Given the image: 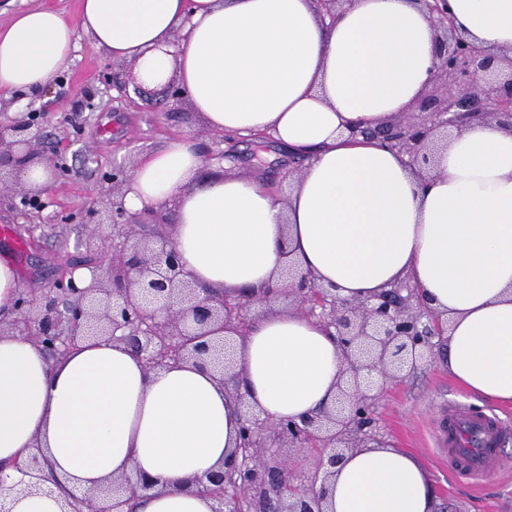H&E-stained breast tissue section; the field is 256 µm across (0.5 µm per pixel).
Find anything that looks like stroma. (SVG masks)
Returning a JSON list of instances; mask_svg holds the SVG:
<instances>
[{
    "mask_svg": "<svg viewBox=\"0 0 512 512\" xmlns=\"http://www.w3.org/2000/svg\"><path fill=\"white\" fill-rule=\"evenodd\" d=\"M75 41L59 83L40 96L18 94L12 99L18 114L40 112L59 164L47 188L49 205L41 213L24 216L0 206V225L14 230L13 235H0V256L8 255L21 287H47L62 258L82 254L84 226L78 217L99 204L108 189L106 174L117 165L133 169L167 140L200 133L203 150L223 152L225 172L259 174L287 189L280 174L299 165L287 151L270 143H228L218 132L204 135L203 121L187 103L174 110L134 104L102 83L111 59L85 33L76 32ZM89 97L94 111L81 110ZM87 149L93 153L89 161L83 155ZM452 401L480 404L455 385L443 359L432 355L413 375L385 385L374 406L376 435L421 461L439 490L442 512H512V472L490 476L478 486L449 472L448 456L438 446L432 425Z\"/></svg>",
    "mask_w": 512,
    "mask_h": 512,
    "instance_id": "35a3bbf8",
    "label": "stroma"
}]
</instances>
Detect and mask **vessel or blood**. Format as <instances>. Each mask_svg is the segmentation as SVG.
Returning <instances> with one entry per match:
<instances>
[{"label":"vessel or blood","instance_id":"vessel-or-blood-1","mask_svg":"<svg viewBox=\"0 0 512 512\" xmlns=\"http://www.w3.org/2000/svg\"><path fill=\"white\" fill-rule=\"evenodd\" d=\"M511 431L495 414L474 410L466 404H449L441 421L440 436L453 473L476 482L499 471V448Z\"/></svg>","mask_w":512,"mask_h":512}]
</instances>
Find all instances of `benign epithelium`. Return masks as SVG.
Masks as SVG:
<instances>
[{
  "label": "benign epithelium",
  "mask_w": 512,
  "mask_h": 512,
  "mask_svg": "<svg viewBox=\"0 0 512 512\" xmlns=\"http://www.w3.org/2000/svg\"><path fill=\"white\" fill-rule=\"evenodd\" d=\"M436 31L432 93L415 110L352 135L370 136L406 154L422 177L431 176V158L447 141L448 129H460L475 117L512 127V59L467 40L454 26L447 0H417ZM347 0H314L317 12L331 19ZM172 109L185 100L175 81L161 86ZM45 135L39 114L27 113L0 123V167L21 168L42 153ZM0 194L22 214L40 213L44 193L0 179ZM87 234L81 243L88 255L111 254L110 265L92 269L89 281L75 278L79 265L62 269L54 286L39 295L19 291L16 313L7 331L41 347L51 358L66 354L88 336L124 345L149 370L170 362L192 360L212 368L230 395L244 399L239 374L224 332L247 327L254 305L280 294L295 310L335 330L344 368L336 405L299 421L245 415L239 442L224 464L198 481L218 502L216 512H324L326 484L346 453L374 439L372 408L376 390L388 379L413 374L418 364L446 335L440 318L418 289L407 285L383 289L370 300L349 302L318 285L307 272L288 270L287 280L262 294L235 297L199 288L184 269L173 238L160 232L143 235L144 224H168L161 208L128 210L123 196L109 197L82 217ZM266 448L313 452L309 484L290 481L291 459L269 466ZM40 451L13 468L31 478L42 471ZM154 484L138 472L124 474L79 497L64 500L63 512H127L139 494Z\"/></svg>",
  "instance_id": "benign-epithelium-1"
}]
</instances>
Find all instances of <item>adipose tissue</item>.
I'll return each instance as SVG.
<instances>
[{
  "mask_svg": "<svg viewBox=\"0 0 512 512\" xmlns=\"http://www.w3.org/2000/svg\"><path fill=\"white\" fill-rule=\"evenodd\" d=\"M459 31L512 49V0H448ZM136 83L176 81L207 127L264 132L305 157L288 197L260 177L203 186L190 138L169 141L132 173L127 209H172L173 238L199 287L263 291L294 262L358 302L391 284L420 288L448 319L445 363L467 393L512 403V129L471 122L421 182L407 156L351 138L410 111L423 95L435 31L417 0H350L335 21L313 0H81L74 23L41 6L0 25V100L44 91L76 29ZM244 402L210 372L147 370L119 343L83 342L48 359L0 335V465L43 448L39 478L11 472L7 512H60L63 488L86 490L136 468L158 495L137 512H214L195 487L236 446L244 409L300 419L336 399L341 351L316 320L276 309L236 340ZM331 512H435L434 485L410 452L346 455Z\"/></svg>",
  "mask_w": 512,
  "mask_h": 512,
  "instance_id": "ef3b65f1",
  "label": "adipose tissue"
}]
</instances>
